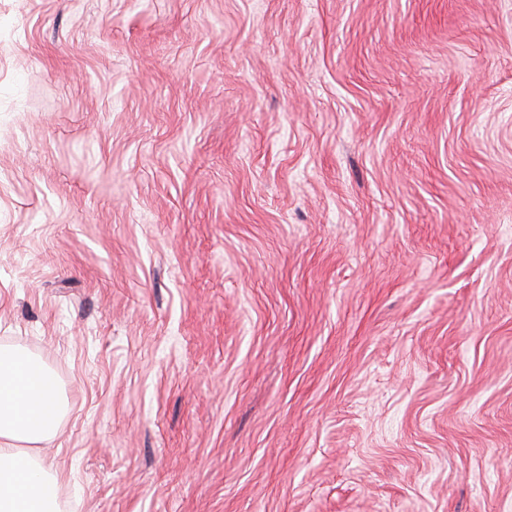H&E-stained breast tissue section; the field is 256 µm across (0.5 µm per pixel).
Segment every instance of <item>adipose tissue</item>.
<instances>
[{
    "mask_svg": "<svg viewBox=\"0 0 512 512\" xmlns=\"http://www.w3.org/2000/svg\"><path fill=\"white\" fill-rule=\"evenodd\" d=\"M66 411L46 366L0 348V512H60L58 479L30 448L55 434Z\"/></svg>",
    "mask_w": 512,
    "mask_h": 512,
    "instance_id": "1",
    "label": "adipose tissue"
}]
</instances>
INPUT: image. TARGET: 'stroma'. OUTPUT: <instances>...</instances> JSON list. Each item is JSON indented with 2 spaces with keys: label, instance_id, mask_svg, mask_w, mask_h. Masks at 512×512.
<instances>
[{
  "label": "stroma",
  "instance_id": "1",
  "mask_svg": "<svg viewBox=\"0 0 512 512\" xmlns=\"http://www.w3.org/2000/svg\"><path fill=\"white\" fill-rule=\"evenodd\" d=\"M62 512H512V0H0V348Z\"/></svg>",
  "mask_w": 512,
  "mask_h": 512
}]
</instances>
